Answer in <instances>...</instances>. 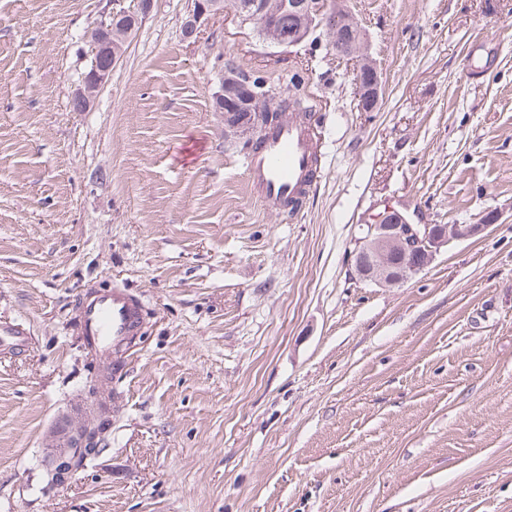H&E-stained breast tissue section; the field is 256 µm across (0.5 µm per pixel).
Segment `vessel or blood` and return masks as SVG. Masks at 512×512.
<instances>
[{
	"label": "vessel or blood",
	"mask_w": 512,
	"mask_h": 512,
	"mask_svg": "<svg viewBox=\"0 0 512 512\" xmlns=\"http://www.w3.org/2000/svg\"><path fill=\"white\" fill-rule=\"evenodd\" d=\"M323 138L296 119L266 132L258 149L244 159L250 196L281 209L288 200L308 195L321 173ZM141 301L124 288H105L79 306L76 328L86 349L111 362L143 324Z\"/></svg>",
	"instance_id": "obj_1"
}]
</instances>
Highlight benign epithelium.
Masks as SVG:
<instances>
[{"mask_svg":"<svg viewBox=\"0 0 512 512\" xmlns=\"http://www.w3.org/2000/svg\"><path fill=\"white\" fill-rule=\"evenodd\" d=\"M278 7L294 12L299 18V26L289 39L281 37L267 25L268 15ZM222 11V0H198L184 26L192 34L203 16ZM327 13V0H240L236 5V15L241 22L255 25L266 42L286 48L300 44L319 29L325 30L330 39H335V28L325 25ZM120 17L119 13H111L90 32L92 53L109 55L110 63L93 67L84 75L82 86L75 92V98L87 108L121 58L122 52L112 45L114 21ZM357 54L360 66L375 76L371 85L359 87L360 109L371 112L378 101L381 77L365 48L358 47ZM277 100L278 90L273 88L262 99L252 91L243 101L224 106L225 137L235 141L255 139L273 119H285L286 112L276 108ZM492 223L493 218L490 217L480 224H411L402 213L386 208L375 214L372 222L362 225L361 236L357 238L352 252L354 272L366 281L388 287L399 286L412 274L424 269L442 247L452 241L476 237ZM107 431L108 426L100 421V409L94 402L92 416L72 427L62 443L57 445V453L49 457L47 475L50 485H66L80 470L78 460L86 461L98 456Z\"/></svg>","mask_w":512,"mask_h":512,"instance_id":"1","label":"benign epithelium"}]
</instances>
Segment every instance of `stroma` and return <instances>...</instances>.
Listing matches in <instances>:
<instances>
[{"label": "stroma", "mask_w": 512, "mask_h": 512, "mask_svg": "<svg viewBox=\"0 0 512 512\" xmlns=\"http://www.w3.org/2000/svg\"><path fill=\"white\" fill-rule=\"evenodd\" d=\"M382 78L321 35L267 44L233 0H152L92 109L88 31L140 0H0V512H512V0H346ZM476 65H469V58ZM303 71L324 135L298 212L250 198L224 62ZM495 223L402 286L359 279L361 224ZM124 286L146 315L105 450L44 459L85 415L73 321ZM224 2V0H222ZM220 0H201L195 3L192 15L185 21L187 32L192 34L197 30V24L207 14H215L224 11L223 2ZM357 54L359 55L361 61L359 66L364 67L366 71L372 72L375 76V80H373L369 86L362 87L361 81L358 83V89L360 91L359 96L361 97L360 109L363 112H372L378 101L379 89L381 86L380 73L375 64H373L369 59L367 51L365 48H363L362 44L358 47Z\"/></svg>", "instance_id": "stroma-1"}]
</instances>
